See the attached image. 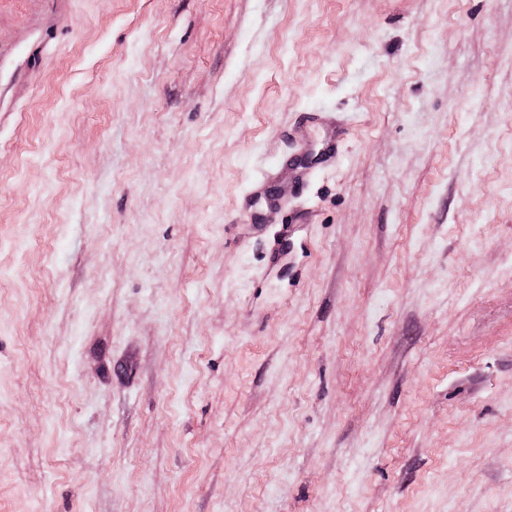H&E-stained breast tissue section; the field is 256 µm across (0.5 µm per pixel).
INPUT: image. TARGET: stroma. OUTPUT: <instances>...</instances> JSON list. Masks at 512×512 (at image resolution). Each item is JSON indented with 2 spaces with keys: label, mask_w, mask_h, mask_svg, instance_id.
I'll use <instances>...</instances> for the list:
<instances>
[{
  "label": "stroma",
  "mask_w": 512,
  "mask_h": 512,
  "mask_svg": "<svg viewBox=\"0 0 512 512\" xmlns=\"http://www.w3.org/2000/svg\"><path fill=\"white\" fill-rule=\"evenodd\" d=\"M0 512H512V0H0ZM331 113L317 109L304 111L300 122L288 133V156L282 164L294 176V184H306L316 170L336 165L345 128ZM318 133L314 140L312 134ZM302 220L298 223L284 224L274 235L273 246L271 247L270 259L274 260L280 254L288 252L291 247V240L297 237L300 224H310L311 212L306 210L301 212Z\"/></svg>",
  "instance_id": "obj_1"
}]
</instances>
